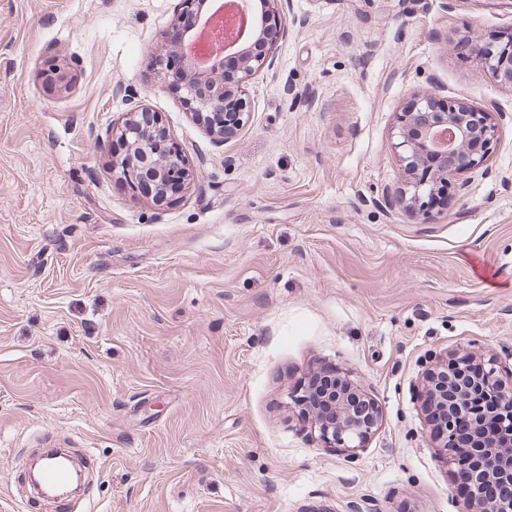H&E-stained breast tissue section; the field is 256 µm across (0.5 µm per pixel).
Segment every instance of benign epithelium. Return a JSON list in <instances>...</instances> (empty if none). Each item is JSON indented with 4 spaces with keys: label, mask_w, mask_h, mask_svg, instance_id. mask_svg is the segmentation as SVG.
Returning <instances> with one entry per match:
<instances>
[{
    "label": "benign epithelium",
    "mask_w": 512,
    "mask_h": 512,
    "mask_svg": "<svg viewBox=\"0 0 512 512\" xmlns=\"http://www.w3.org/2000/svg\"><path fill=\"white\" fill-rule=\"evenodd\" d=\"M280 0H259L254 39L234 52L238 64L231 72L215 64L207 70L194 68L184 56V47L194 34V25L176 33L179 72L184 83L178 92L191 115L210 132L227 140L237 134L250 118L245 87L262 71L275 66L273 43L267 33L282 28ZM476 56L502 80L512 84V54L489 46L476 48ZM496 123L488 112L461 105H444L430 93L415 98L411 108L400 113L396 128V149L405 172L417 174L431 160L435 168L416 179L399 194L404 205L420 202L432 193L435 184L457 177L466 168L482 162L496 136ZM115 142L129 149L120 164L130 189L145 195L154 191L155 202L184 189L189 177L187 159L165 126L162 116L143 108L125 120L115 133ZM476 357L467 351L442 359L427 372L423 393L445 408L439 430L431 439L446 462L469 474L467 512H512V495L489 497L487 491L512 487V368L503 370L493 359L487 369L473 376L464 366ZM331 413L318 419L320 439L328 448H340L354 457L365 447L382 420L378 404L353 382L347 373L337 372L320 389ZM466 414L472 421L473 440L458 449L456 420ZM495 416L499 441L486 436L484 421Z\"/></svg>",
    "instance_id": "1"
}]
</instances>
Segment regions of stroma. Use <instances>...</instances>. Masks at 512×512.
Returning <instances> with one entry per match:
<instances>
[{
	"instance_id": "obj_1",
	"label": "stroma",
	"mask_w": 512,
	"mask_h": 512,
	"mask_svg": "<svg viewBox=\"0 0 512 512\" xmlns=\"http://www.w3.org/2000/svg\"><path fill=\"white\" fill-rule=\"evenodd\" d=\"M179 10L0 0V512H56L38 448L91 456L87 512H463L419 388L463 347L512 366V84L474 52L512 42V0H285L223 143L157 77ZM423 92L498 129L445 207L405 209ZM140 108L190 164L167 203L105 145ZM325 367L382 410L353 461L294 402Z\"/></svg>"
}]
</instances>
